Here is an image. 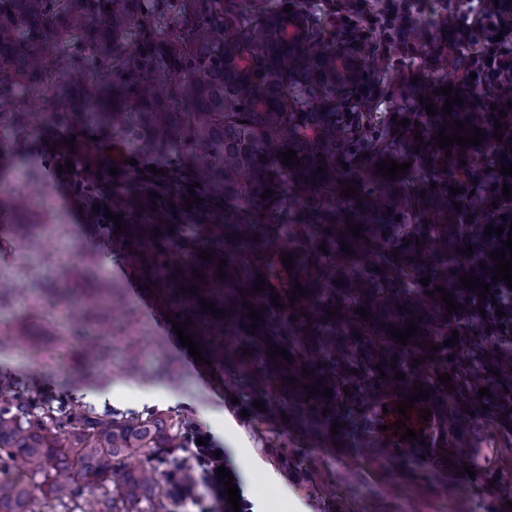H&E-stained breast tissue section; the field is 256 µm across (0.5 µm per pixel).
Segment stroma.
Instances as JSON below:
<instances>
[{
	"mask_svg": "<svg viewBox=\"0 0 512 512\" xmlns=\"http://www.w3.org/2000/svg\"><path fill=\"white\" fill-rule=\"evenodd\" d=\"M74 138L80 152L99 162L120 165L125 148L100 138L90 121L61 123L45 115L27 136L0 123V198L20 200L22 208L0 216V284H16L24 296L0 306V340L26 327L36 337L39 356L13 348L0 353V391L28 394L59 404L71 399L96 410H159L182 416L208 431L230 450L236 473L252 469L244 481L253 512H512V448L490 439L473 459L474 477L462 475L461 464H445L434 473L430 460L402 472L383 460H369L348 448H319L306 443L293 428L256 430L232 400L238 389L218 365L194 360L182 347L166 305L158 296H138L139 278L119 248H108L100 228L88 225L69 178L57 170L56 147ZM37 226L36 244H28L19 227ZM99 280L123 291L126 317L114 320L107 353L95 366L85 365L73 348L60 347L56 333L73 336L61 299L82 296L86 262ZM122 382V401L112 399V386ZM236 417L238 431L224 432L225 415ZM292 459L284 467L281 456Z\"/></svg>",
	"mask_w": 512,
	"mask_h": 512,
	"instance_id": "obj_1",
	"label": "stroma"
}]
</instances>
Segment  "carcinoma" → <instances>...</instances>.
Instances as JSON below:
<instances>
[{
  "instance_id": "1",
  "label": "carcinoma",
  "mask_w": 512,
  "mask_h": 512,
  "mask_svg": "<svg viewBox=\"0 0 512 512\" xmlns=\"http://www.w3.org/2000/svg\"><path fill=\"white\" fill-rule=\"evenodd\" d=\"M288 6L293 10L284 11ZM81 49L106 66L58 86L45 109L61 100L74 121L92 113L102 133L125 144L127 158H153L165 175L126 163L113 176L95 156L75 154V193L94 210L106 205L130 218L121 232L129 242L125 250L168 305L202 329L210 357L238 381L256 422L272 428L284 414L320 447L342 439L393 470L425 454L479 448L487 432L512 445V426L502 419L512 408V346L487 331L476 292L459 280L481 275L479 263L491 248L484 228L512 210V196H502L503 184L512 190V176L499 173L512 164V152L504 146L479 154L455 144L448 158L433 139L443 122L455 120L493 137L512 88L483 103L455 104L445 116L446 96L433 94L428 81L386 80L381 64L367 58L356 69L344 66L336 34L313 5L298 0H268L256 13L224 0H0V119L29 128L32 113L11 106L10 95L19 87H46L50 69L77 72ZM383 96L431 101L440 111L405 128L374 112L371 102ZM289 148L300 159L291 168L278 157ZM387 159L412 166L391 180L376 173ZM188 171L195 173L201 203L186 211ZM344 180L353 181L358 194L340 195ZM488 180L496 187L469 195ZM450 186L461 193L449 194ZM267 188L274 194L263 200ZM352 224L361 227V237L346 229ZM468 243L469 256L463 254ZM174 246L183 253L178 262L168 260ZM202 249L211 260L198 257ZM282 255L293 256L292 270ZM221 259L227 261L224 279L215 277ZM197 268L200 278L192 275ZM259 274L267 285L261 293L254 291ZM428 274L424 287L419 280ZM339 278L344 285H337ZM297 283L308 297L291 304ZM195 285V294L180 292ZM436 286L462 310L445 317L441 294L427 295ZM273 289L280 294L278 310L269 299ZM202 298L226 317L202 311ZM245 302L263 319L247 317ZM359 307L373 319L359 318ZM336 309L340 313L329 317ZM410 321L418 331L407 345L386 334L393 327L404 331ZM454 330L459 343L443 345ZM274 345L286 348L293 362L269 357ZM431 345L440 350L430 352ZM438 371L451 374L455 390H445ZM398 372L406 378L393 379ZM289 377L293 383L282 382ZM416 382L430 397L415 401L407 415L429 409L432 417L421 424L424 440H406V450L393 454L379 429L383 405L408 399ZM317 383L332 396H309L303 385ZM481 387L492 396L478 397ZM256 400L275 404L259 410ZM188 436L178 418L162 413L71 405L58 416L51 404L18 394L0 407V471L17 473L0 478V512H52L86 487L100 491L95 512H172L175 492L196 481L193 463L180 455ZM58 468L71 478L50 474Z\"/></svg>"
}]
</instances>
